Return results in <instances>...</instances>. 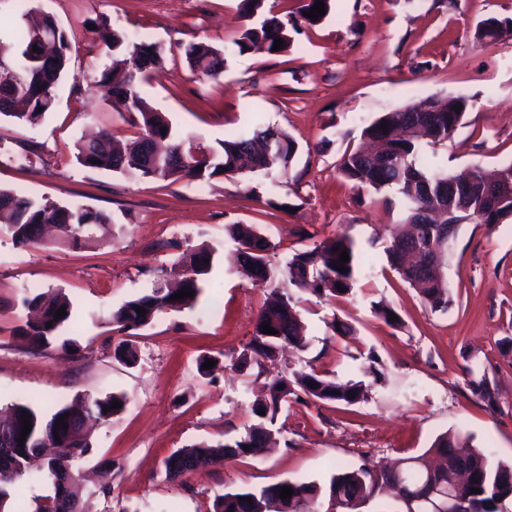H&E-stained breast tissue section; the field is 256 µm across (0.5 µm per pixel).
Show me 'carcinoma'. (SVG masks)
<instances>
[{"label": "carcinoma", "instance_id": "1", "mask_svg": "<svg viewBox=\"0 0 512 512\" xmlns=\"http://www.w3.org/2000/svg\"><path fill=\"white\" fill-rule=\"evenodd\" d=\"M267 0H241L240 18L243 23L233 44L243 53L259 44L272 53L274 41L282 39L285 52L293 43L297 31L296 16L311 12L316 0H298L296 11L277 14L266 6ZM41 32L43 38L34 37ZM512 34V18L490 17L481 21L476 29V39L486 46H496L504 36ZM39 51H33V47ZM105 47L111 70H105L95 82V91L105 100L119 102L124 111L137 118L139 133L126 146H116L112 134L101 131L94 142L80 140L76 143V159L86 168L109 170L133 177L162 181H177L185 177L203 178L216 175H234L258 171L288 172L297 151V142L284 131L273 126L255 129L250 134L234 140H224L219 147L206 151L188 147L173 138L171 125L162 112L153 109L137 91V84L156 76L164 64L163 48L155 43H130L118 31L105 36ZM71 41L65 29L50 16L27 24L8 36H0V69L7 67L16 75L11 86L0 85V116L35 125L55 104V90L70 69ZM191 70L202 77H217L224 72L225 52L207 44H196L187 51ZM462 105L461 111L454 106ZM417 105H406L400 112H386L363 130V136L377 143V149L358 147L344 153L339 164L340 173L357 185L384 194V201L398 202L404 222L414 226L416 233L407 235L394 232L390 238H368L359 245L347 234L321 241L312 249L295 253L285 264L272 262V245L256 224H227V235L239 244L238 263L243 275L257 281L276 283L270 298L260 310L255 332L249 343L239 353L233 366L259 368L264 362H274L277 351L288 345L305 351L308 342L304 324L297 309L296 293L315 297L340 296L353 293L365 256L378 252L391 267L412 287L419 289L425 304L433 311L444 312L450 303V291L445 275L437 272L422 275L421 268L409 262L420 251L424 257L447 256L453 238L443 236L429 224L418 223L421 211L428 208H448L453 199L454 208L472 215L480 213L478 224H497L512 211V197L499 201L496 210L486 209L484 192L486 174L474 166L459 173L424 166L420 163L427 146L442 145L448 141L462 122L468 110V100L461 96L449 97L438 112H418ZM386 129H381V124ZM112 222L103 211L39 203L20 196L9 189L0 188V224L5 226L13 241L19 246L30 247L43 242V229L56 225L63 236L59 241L71 247H81L88 242L82 228L103 226ZM349 254L344 263L346 271L333 268L340 262L341 252ZM211 252L200 244L186 253L177 281L171 286L167 281L154 283L150 294L132 299L112 312V323L121 330H132L151 323L157 313L166 310L180 311L191 308L196 298L170 300V296L189 288L200 293L199 283L210 271L205 261ZM23 303L38 311L39 316L26 327L19 329L20 337L33 347L50 344L59 330L72 316V304L61 290H49L26 298ZM144 308L138 316L135 307ZM66 308L65 316L58 319L55 312ZM52 326H47V323ZM275 329L276 334L262 332V324ZM314 386H309V383ZM284 389H279V385ZM474 393L488 407H494V392L486 378L471 381ZM269 397L257 401L251 408L256 422L245 428L243 434L230 443L210 445L193 444L172 453L165 460L166 477L174 478L185 470L202 463L215 464L228 456H245L259 452L271 438L270 426L288 397L299 399V394L322 401L343 402L347 405L367 399L368 390L362 382H339L315 372H302L290 380L272 381ZM97 420H109L120 413L111 408L113 401L126 404L122 394L86 396ZM264 410L259 415L257 411ZM28 411L32 425L24 446L13 453L14 438L21 437L22 411ZM80 414L73 406H62L47 414L26 403H16L10 410V423L0 421V512H11L10 490L19 481L36 478L30 471V461L46 448L56 449L47 461L52 479L61 474L71 475L68 486L53 484L54 493L43 498L33 512H86L85 491L78 467L81 458L90 453V442L79 440L70 429L58 422H65ZM428 452L441 458H452L464 465L467 482L460 494L477 505L479 512H512V463L494 460L488 453L471 448L467 440L457 433L445 432L436 437ZM449 485L453 470L431 469L425 455L401 458L391 465L375 466L366 462L351 468L338 469L328 483L283 480L258 491L226 492L217 497L214 512H318L313 504L326 501L336 512H356L386 486L399 482L403 487L415 489L425 483L430 473ZM290 486L294 494L280 499V488ZM480 492L474 493L472 489Z\"/></svg>", "mask_w": 512, "mask_h": 512}]
</instances>
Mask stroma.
<instances>
[{
  "label": "stroma",
  "mask_w": 512,
  "mask_h": 512,
  "mask_svg": "<svg viewBox=\"0 0 512 512\" xmlns=\"http://www.w3.org/2000/svg\"><path fill=\"white\" fill-rule=\"evenodd\" d=\"M240 3L29 0L70 34V76L38 124L0 117V187L107 212L123 231L79 248H21L0 230V408L25 401L48 413L79 394L125 395L124 410L95 426L84 460L92 484L104 471L110 487L93 496L91 512H213L226 492L282 480L324 483L337 466L421 454L447 431L512 462V219L461 224L444 269L447 312L430 311L375 258L352 295L302 297L307 350L263 372L231 368L269 285L240 273L224 231L237 222L261 225L279 260L342 233L360 244L388 237L399 208L346 180L338 165L375 119L428 97L469 101L461 125L437 149L441 168L491 171L512 161V41L491 47L474 37L480 21L512 17V0H331L319 24L299 22L287 52H234L220 77L197 78L186 48L229 46ZM103 22L130 42L165 48L162 71L137 91L180 139L214 147L257 125L274 126L299 146L287 174L170 182L79 165L75 143L85 133L106 130L123 141L138 133L128 113L92 89L109 64ZM203 243L213 263L193 308L159 313L137 330L112 324L113 311L150 292ZM50 289L68 295L73 316L50 345L34 349L18 336L23 301ZM379 301L397 311L400 327L375 315ZM334 320L349 334H333ZM69 338L78 343L71 353L61 347ZM123 340L134 361L115 357ZM206 358L215 365L204 374ZM375 360L380 383L370 372ZM311 370L364 381L367 400L290 402L277 415L281 445L166 478L174 451L231 442L253 423L251 406L266 383ZM474 374L488 375L495 408L473 394Z\"/></svg>",
  "instance_id": "1"
}]
</instances>
